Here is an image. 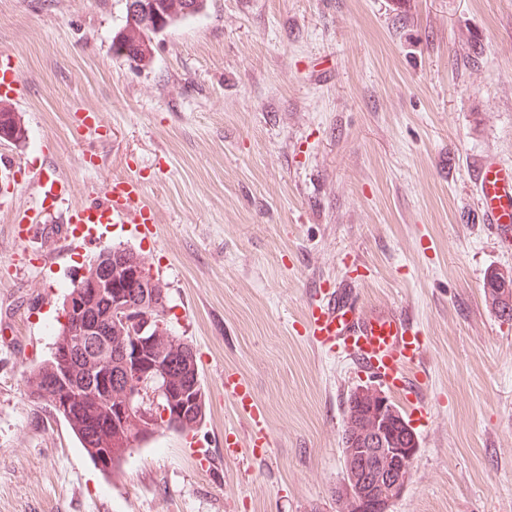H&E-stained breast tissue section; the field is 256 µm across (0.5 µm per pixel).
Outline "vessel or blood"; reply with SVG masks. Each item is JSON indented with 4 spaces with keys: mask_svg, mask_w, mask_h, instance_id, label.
Here are the masks:
<instances>
[{
    "mask_svg": "<svg viewBox=\"0 0 512 512\" xmlns=\"http://www.w3.org/2000/svg\"><path fill=\"white\" fill-rule=\"evenodd\" d=\"M24 87L18 61L0 55V97L20 100ZM475 187L481 216L490 232L501 242H512V164L486 160L476 171ZM72 188L66 181L39 182L36 207L18 212L13 233L17 240H28L49 206L69 197ZM74 221L84 237H93L101 224H137L145 234L156 232L153 213L142 200L141 187L133 180L112 181L104 196L74 208ZM308 334L317 348L342 349L359 368L374 375L388 387L413 395L408 377L410 368L424 360L422 333L413 317L402 309L377 310L361 314L357 303L345 290L320 291L307 314ZM224 393L249 419L248 439L251 447L269 445L265 419L258 409L250 388L244 381L225 376Z\"/></svg>",
    "mask_w": 512,
    "mask_h": 512,
    "instance_id": "1",
    "label": "vessel or blood"
}]
</instances>
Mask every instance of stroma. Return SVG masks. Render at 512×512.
<instances>
[{
  "label": "stroma",
  "mask_w": 512,
  "mask_h": 512,
  "mask_svg": "<svg viewBox=\"0 0 512 512\" xmlns=\"http://www.w3.org/2000/svg\"><path fill=\"white\" fill-rule=\"evenodd\" d=\"M125 0H0V52L27 102L0 209V512H336L345 401L375 378L317 349L306 308L350 285L363 309L411 311L427 407L390 392L418 439L391 512H512V322L485 302L512 245L478 213L471 178L512 163V0H209L159 36L146 67L112 53ZM100 112L92 130L75 110ZM75 189L44 213L61 239L72 201L140 183L154 237L103 224L45 267L13 210L35 176ZM146 257L207 396L195 432H164L102 474L63 418L25 394L60 299L101 248ZM366 267L349 284L351 259ZM244 379L271 446L225 452L248 421L222 380Z\"/></svg>",
  "instance_id": "stroma-1"
}]
</instances>
